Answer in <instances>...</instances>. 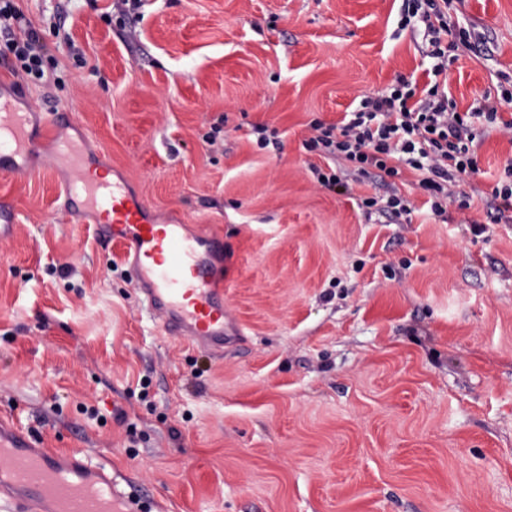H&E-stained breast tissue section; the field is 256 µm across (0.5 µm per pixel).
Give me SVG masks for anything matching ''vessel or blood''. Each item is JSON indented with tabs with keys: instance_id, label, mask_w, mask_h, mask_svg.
Wrapping results in <instances>:
<instances>
[{
	"instance_id": "obj_1",
	"label": "vessel or blood",
	"mask_w": 512,
	"mask_h": 512,
	"mask_svg": "<svg viewBox=\"0 0 512 512\" xmlns=\"http://www.w3.org/2000/svg\"><path fill=\"white\" fill-rule=\"evenodd\" d=\"M62 114L49 115L39 131L23 117H0V173L28 175L25 157L43 155L46 168L66 165L71 210L96 217L101 237L119 245L149 313L168 335L210 352L224 350L235 324L224 307V236L184 224H159L126 181L106 180L85 163L69 139ZM0 499L14 512H138L134 497L116 489L102 464L57 454L38 439L0 420Z\"/></svg>"
}]
</instances>
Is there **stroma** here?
<instances>
[{
    "label": "stroma",
    "instance_id": "stroma-1",
    "mask_svg": "<svg viewBox=\"0 0 512 512\" xmlns=\"http://www.w3.org/2000/svg\"><path fill=\"white\" fill-rule=\"evenodd\" d=\"M22 6L47 80L11 75L0 40V101L34 128L74 104L90 165L157 223L223 231L242 333L220 355L163 333L120 247L66 212L65 172L31 155L32 174L0 175V418L107 464L152 512H512V223L486 221L512 135L486 137L457 186L469 207L440 217L408 170L321 187L311 166L334 162L303 146L312 120L426 85L402 0H142L128 24L116 0ZM448 24L472 42L448 63L458 111L511 92L512 0H453ZM393 194L413 206L396 222L358 206Z\"/></svg>",
    "mask_w": 512,
    "mask_h": 512
}]
</instances>
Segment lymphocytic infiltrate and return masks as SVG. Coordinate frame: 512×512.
I'll list each match as a JSON object with an SVG mask.
<instances>
[{"instance_id": "lymphocytic-infiltrate-1", "label": "lymphocytic infiltrate", "mask_w": 512, "mask_h": 512, "mask_svg": "<svg viewBox=\"0 0 512 512\" xmlns=\"http://www.w3.org/2000/svg\"><path fill=\"white\" fill-rule=\"evenodd\" d=\"M449 0H403L402 26H423L437 63L433 76L445 68L440 59L447 53ZM0 35L10 43L20 71L31 81H41L47 51L36 30L26 23L18 0H0ZM483 128H476L475 119ZM311 136L303 143L310 152L351 164L363 177L395 178L403 170L418 175L430 209L443 215L458 175L478 170L477 150L488 131L512 132V118H504L495 100L486 101L479 116L458 112L447 93L431 86L418 94L415 81L400 79L390 93L363 96L358 107L346 113L341 124L311 121Z\"/></svg>"}]
</instances>
